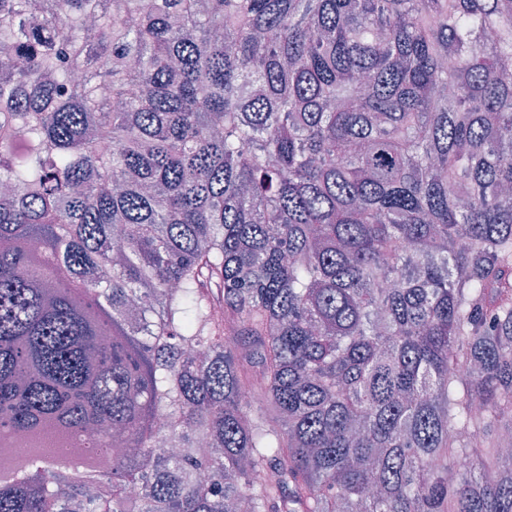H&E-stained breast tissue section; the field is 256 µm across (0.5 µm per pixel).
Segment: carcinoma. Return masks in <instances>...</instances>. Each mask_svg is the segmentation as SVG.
<instances>
[{
    "label": "carcinoma",
    "mask_w": 512,
    "mask_h": 512,
    "mask_svg": "<svg viewBox=\"0 0 512 512\" xmlns=\"http://www.w3.org/2000/svg\"><path fill=\"white\" fill-rule=\"evenodd\" d=\"M0 184V512H512V0H0Z\"/></svg>",
    "instance_id": "carcinoma-1"
}]
</instances>
